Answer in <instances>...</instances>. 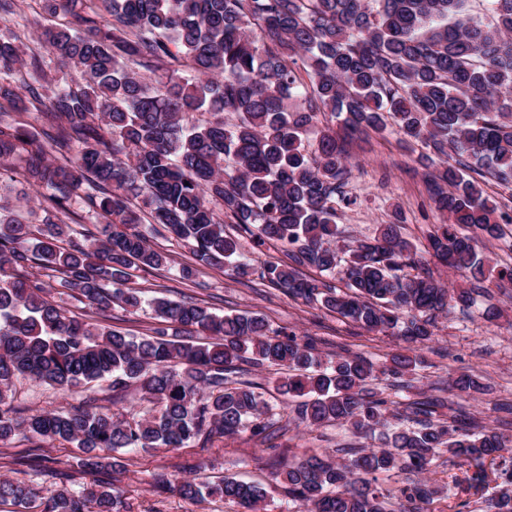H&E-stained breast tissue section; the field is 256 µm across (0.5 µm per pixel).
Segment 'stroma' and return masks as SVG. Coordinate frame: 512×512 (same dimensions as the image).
Here are the masks:
<instances>
[{"label":"stroma","mask_w":512,"mask_h":512,"mask_svg":"<svg viewBox=\"0 0 512 512\" xmlns=\"http://www.w3.org/2000/svg\"><path fill=\"white\" fill-rule=\"evenodd\" d=\"M346 150L354 167L344 190L357 198L356 205L338 213L337 222L346 240L373 236L378 225L396 218L404 235L420 244L428 225L445 223V215L436 211L429 200L425 169L417 153L399 144L395 137L372 132L348 140ZM153 242L167 249L171 262L167 268L150 273L133 270L131 286L172 298L190 294L220 314L246 310L261 314L272 328L286 327L315 337L325 352L344 345L381 362L395 349L392 338L364 332L336 314L293 300L256 279L237 280L225 270L203 267L195 282L182 280L179 269L191 261L188 249L165 232L155 235ZM493 302L504 311L503 317L493 323L457 308L440 319L433 342L422 352L424 362L415 384L418 391L435 396L447 387L451 377L461 373L475 375L487 386V393L475 400L454 399V406L512 434V284L503 283L501 289L495 290ZM84 394L81 387L63 393L20 378L14 382L13 403L28 410H67L78 404ZM354 441L351 433L333 426L311 433L289 430L277 439L273 452L263 449L246 433L170 451L122 449L116 454L119 469H106L95 477L114 482L122 490L129 512H239L238 505L229 501L209 499L195 503L172 491L156 492L153 480L159 474L174 482L187 477L234 475L265 483L279 464L293 457ZM80 455V448L68 442L57 441L39 448L34 442L17 440L10 447H0V476L28 482L41 491L60 485L78 491L95 478L80 469Z\"/></svg>","instance_id":"stroma-1"}]
</instances>
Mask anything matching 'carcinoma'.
<instances>
[{"mask_svg": "<svg viewBox=\"0 0 512 512\" xmlns=\"http://www.w3.org/2000/svg\"><path fill=\"white\" fill-rule=\"evenodd\" d=\"M57 22L0 38V71L41 73L45 57L77 68L82 84L0 86V169L22 163L42 219L0 204V444L14 439L71 442L82 470L115 467L122 448H183L248 433L267 448L282 430L273 406L240 364L282 374L276 386L296 426L336 424L381 446L335 448L272 472L297 512H431L448 497L457 512H512V436L449 416L448 401L403 403L376 387L392 378L403 392L421 364L417 346L436 319L471 308L493 276L479 244L499 239L512 216L486 194L492 179L512 190V0H33ZM23 17L20 0H0V19ZM31 113L40 129L14 118ZM193 114L211 119L191 122ZM372 130L419 143L439 159L428 175L435 209L420 251L395 220L374 237L342 243L338 208L350 171L336 131ZM83 200L102 224L75 235ZM286 256L255 266L241 260L224 218ZM162 226L197 266L223 267L294 299L334 312L406 347L377 365L342 347L321 355L316 341L273 330L257 313L219 316L194 297L148 296L128 286L130 270H161L168 254L150 243ZM470 282L453 288L428 259ZM316 271L300 275L299 268ZM38 268L41 276H29ZM344 282L341 290L331 280ZM77 295L106 320L112 311L151 310L157 327L128 336L67 315L55 295ZM193 329L202 345L183 339ZM28 377L60 391L107 381L112 396L139 387L150 404L123 421L94 396L68 411L11 407L14 381ZM463 398L486 386L453 378ZM448 458L465 477L441 484L428 474ZM417 479L384 487L380 477ZM495 486H490V483ZM181 497H220L264 512L268 491L226 475L215 484L185 479ZM127 512L111 483L93 481L37 497L33 486L0 478V503L19 512Z\"/></svg>", "mask_w": 512, "mask_h": 512, "instance_id": "obj_1", "label": "carcinoma"}]
</instances>
